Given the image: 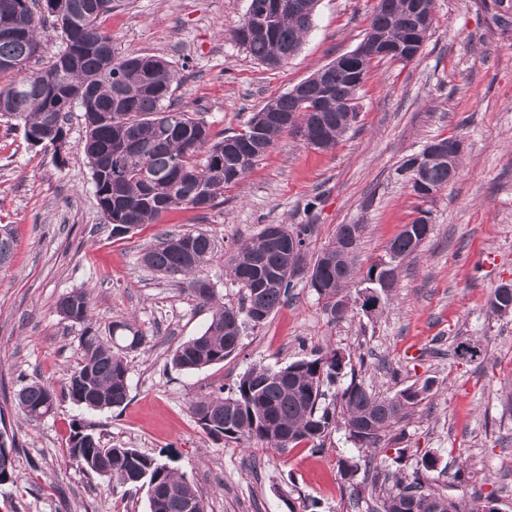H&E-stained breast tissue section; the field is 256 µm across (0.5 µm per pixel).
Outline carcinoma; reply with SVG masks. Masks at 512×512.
I'll return each mask as SVG.
<instances>
[{
    "label": "carcinoma",
    "instance_id": "1",
    "mask_svg": "<svg viewBox=\"0 0 512 512\" xmlns=\"http://www.w3.org/2000/svg\"><path fill=\"white\" fill-rule=\"evenodd\" d=\"M70 2L73 18L56 16L51 24L65 42L59 59L72 58L74 64L60 68L55 61L45 70L29 74L26 67L38 50V31L44 20L35 16L33 0H0V14L9 13L18 31L13 38L0 37V75H18L0 87V117L22 128L24 136L37 133L40 143L54 145L64 137L68 112L79 106L86 126L82 149L92 167L98 205L114 231L124 224H157L175 208H213L224 187L241 182L279 137L296 126L300 116L304 142L315 141L322 149L335 146L349 130L341 122L343 115L350 112L352 119H357V92L372 63L400 60L395 55L357 56L352 51L348 61L331 62L316 71L328 96L297 100L288 91L260 108L277 120L259 126L250 119L245 131L215 140L203 120L173 108L176 72L167 59L149 53H120L113 46L112 36L99 24L100 18L112 11V0ZM378 2L367 31L378 32L391 44H407L416 18L406 0ZM267 3L249 0L244 19L265 23L272 33L243 38L238 27L234 38L255 60L276 68L300 50L312 19L290 13L274 17L268 13ZM9 62H19L21 67H9ZM128 138L136 145L132 152L121 149ZM426 179L438 192L446 188L448 163L431 164ZM417 225H427V218L417 217L403 225L388 245L392 288L397 285L399 264L418 249L414 240ZM273 228L266 225L255 240L228 259L230 277L245 290V305L237 310L214 305V289L201 287L206 282L204 267L213 252L206 233L169 234L144 254L148 268L189 279L195 297L213 307L206 330L173 349V367L195 371L224 362L238 349L245 324L260 325L252 314L261 312L268 317L288 301L300 264L288 274L283 271V254L270 248L267 241ZM182 239L191 240L190 252L177 245ZM355 257L356 253L344 251L335 240L309 268L307 284L331 315L336 310V294L351 283L367 288L381 285L378 264L361 274ZM319 281H333L335 287L317 288ZM489 307L498 314L512 313V285L494 288ZM57 308L63 319L80 327V361L66 378L67 396L92 410L123 405L128 397L125 354L144 345L146 336L129 321H114L108 326L109 335H101L84 290L69 292ZM348 364L332 350L276 370L255 367L241 376L230 395L200 397L191 403V412L202 430L217 439L257 441L286 450L302 443L317 444L341 421L354 445L375 448L382 433L403 419L431 385L426 381L391 397H377L353 376L334 394H328ZM14 399L29 420L42 419L56 405L54 389L38 381L20 387ZM13 453V443L6 449L0 446V484L18 479ZM68 456L71 462L121 486L152 489L149 512H185L188 500L196 501L199 512H206L203 496L186 476L135 448L107 447L77 423L71 426ZM376 512H448V497L427 488L418 478L407 483L399 480Z\"/></svg>",
    "mask_w": 512,
    "mask_h": 512
}]
</instances>
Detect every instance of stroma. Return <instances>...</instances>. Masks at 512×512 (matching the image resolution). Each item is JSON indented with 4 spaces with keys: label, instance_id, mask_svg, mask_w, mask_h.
<instances>
[{
    "label": "stroma",
    "instance_id": "35a3bbf8",
    "mask_svg": "<svg viewBox=\"0 0 512 512\" xmlns=\"http://www.w3.org/2000/svg\"><path fill=\"white\" fill-rule=\"evenodd\" d=\"M249 0H112L101 24L119 52L162 56L177 72L179 108L204 119L215 138L243 132L265 102L287 92L362 41L376 0H320L300 51L269 69L233 39ZM356 125L335 147L307 146L284 133L247 175L225 187L214 208L176 209L158 224L113 233L97 204L80 149L85 124L72 110L64 149L31 145L0 117V226L14 237L0 267V422L18 451V480L0 485V512H147L145 491L72 464L70 426L103 444L135 448L168 464L202 494L207 512H373L396 478L422 475L458 512L492 498L512 512V313L487 301L512 282V37L490 29L474 0H435L432 35L411 62L375 64L358 93ZM464 141L459 174L432 199H418L398 176L403 158L435 139ZM433 231L397 270L398 286L379 308L351 306L336 320L306 276L260 326H245L223 363L184 372L170 364L178 344L211 319L184 281L141 261L163 233L202 230L214 242L204 274L217 303L240 308L244 292L225 262L265 225H312L302 251L311 263L341 224H361L360 270L386 256L417 209ZM89 294L93 320L107 329L133 320L147 338L129 353L126 403L102 411L63 394L78 362V327L56 310L74 290ZM478 354L461 358L459 343ZM332 348L349 356L380 396L431 380L421 402L358 448L343 427L321 447L281 451L215 439L190 411L200 395L232 391L249 368L272 369ZM58 392L52 415L27 420L12 396L30 381ZM438 458L423 472L424 455ZM373 459L378 484L342 478L344 459Z\"/></svg>",
    "mask_w": 512,
    "mask_h": 512
}]
</instances>
